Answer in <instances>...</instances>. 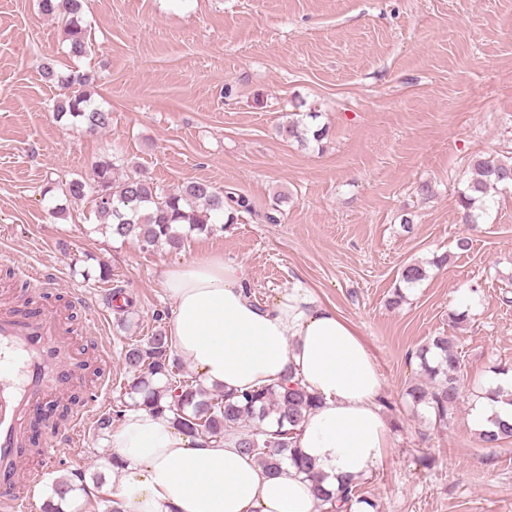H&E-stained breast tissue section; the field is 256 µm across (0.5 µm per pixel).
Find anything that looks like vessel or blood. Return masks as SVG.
<instances>
[{
    "label": "vessel or blood",
    "instance_id": "obj_1",
    "mask_svg": "<svg viewBox=\"0 0 512 512\" xmlns=\"http://www.w3.org/2000/svg\"><path fill=\"white\" fill-rule=\"evenodd\" d=\"M70 312L49 302L22 312L0 304V512H27L42 472L25 469L24 423L38 406L63 400L84 379L85 358L62 355L73 344ZM97 396L62 435L76 443L97 409Z\"/></svg>",
    "mask_w": 512,
    "mask_h": 512
}]
</instances>
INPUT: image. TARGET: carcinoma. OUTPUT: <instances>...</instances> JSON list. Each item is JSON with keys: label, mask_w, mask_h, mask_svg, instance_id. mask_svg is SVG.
Returning a JSON list of instances; mask_svg holds the SVG:
<instances>
[{"label": "carcinoma", "mask_w": 512, "mask_h": 512, "mask_svg": "<svg viewBox=\"0 0 512 512\" xmlns=\"http://www.w3.org/2000/svg\"><path fill=\"white\" fill-rule=\"evenodd\" d=\"M43 14L64 22V42L68 54L83 56L91 49L82 26V0H39ZM45 80L57 85L62 93L52 101L57 120L92 132L109 128L111 113L94 105L90 88L94 75L79 70H57L52 64L42 66ZM313 112L302 114L280 128L282 136L301 144L321 143L327 136L325 127H315ZM116 161L101 159L93 168V181L71 178L65 182L50 180L44 194L61 193L70 201L91 199L99 229L117 239H132L145 249H162L178 254L186 248L184 226L199 233H213L235 224L242 213L252 211L249 199L231 191L218 189L206 181H191L177 189H165L142 173L116 175ZM512 187V156L477 155L471 161V175L457 191L458 214L463 224H476L495 203L494 194ZM450 255L442 254L424 263L413 261L400 271L399 286L387 301L391 308L405 301L403 289L428 278V267L448 264ZM426 379L407 387L414 405L428 408L435 419L452 418L462 393V359L446 336H436L418 352ZM125 368L131 374L125 394L128 399L113 406L112 412L99 418V429L112 427V419L121 418L133 408L152 413H169L173 424L193 439H237V446L254 455L261 468L277 471L289 462L310 478L320 512H341L355 501L370 507L375 504L360 493V480L349 478L340 487L322 486L312 462L295 444L298 427L305 416L318 406L319 399L298 382L264 386L242 394L212 392L187 373L173 353L163 326H158L144 342L128 346ZM493 428L478 434L486 447H498L512 438V426L492 419ZM85 476L80 472L58 478L43 512H65L77 491L85 490Z\"/></svg>", "instance_id": "obj_1"}]
</instances>
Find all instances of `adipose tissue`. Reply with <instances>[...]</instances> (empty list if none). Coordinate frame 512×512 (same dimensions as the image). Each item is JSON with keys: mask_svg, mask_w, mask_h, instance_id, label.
I'll return each instance as SVG.
<instances>
[{"mask_svg": "<svg viewBox=\"0 0 512 512\" xmlns=\"http://www.w3.org/2000/svg\"><path fill=\"white\" fill-rule=\"evenodd\" d=\"M167 334L207 387L240 393L291 376L320 400L297 431L327 488L361 478L391 446L382 379L356 326L302 283L271 303L248 294L249 270L220 257L165 268ZM108 440L123 512H316L311 484L286 464L267 476L232 441L192 439L170 419L129 409Z\"/></svg>", "mask_w": 512, "mask_h": 512, "instance_id": "adipose-tissue-1", "label": "adipose tissue"}]
</instances>
